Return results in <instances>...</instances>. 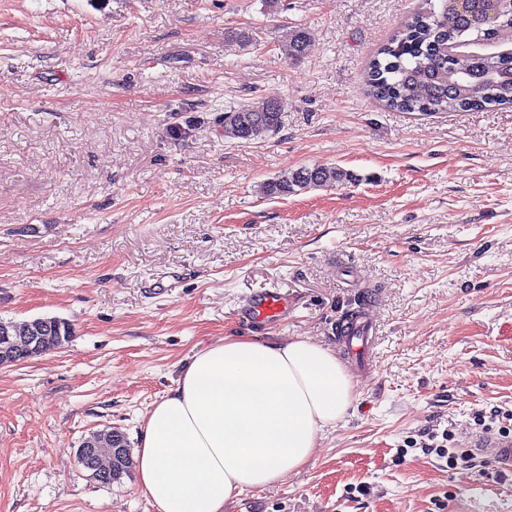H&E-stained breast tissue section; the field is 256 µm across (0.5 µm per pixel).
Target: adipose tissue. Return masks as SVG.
Wrapping results in <instances>:
<instances>
[{
  "instance_id": "ef3b65f1",
  "label": "adipose tissue",
  "mask_w": 512,
  "mask_h": 512,
  "mask_svg": "<svg viewBox=\"0 0 512 512\" xmlns=\"http://www.w3.org/2000/svg\"><path fill=\"white\" fill-rule=\"evenodd\" d=\"M354 401L346 366L311 338L225 337L193 354L147 413L139 489L157 512H224L300 472Z\"/></svg>"
}]
</instances>
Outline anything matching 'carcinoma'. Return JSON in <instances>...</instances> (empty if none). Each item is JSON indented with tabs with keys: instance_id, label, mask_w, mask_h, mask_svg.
I'll use <instances>...</instances> for the list:
<instances>
[{
	"instance_id": "cac0c4a2",
	"label": "carcinoma",
	"mask_w": 512,
	"mask_h": 512,
	"mask_svg": "<svg viewBox=\"0 0 512 512\" xmlns=\"http://www.w3.org/2000/svg\"><path fill=\"white\" fill-rule=\"evenodd\" d=\"M494 33L471 21L467 13L448 22V2L425 0L419 11L405 18L392 37L369 58L364 72L368 94L383 107L399 112H448L512 105V55L482 58L450 57L448 45L489 39ZM310 40L308 30L296 26L286 36L282 52L295 59L304 55ZM454 71L462 76L476 70L500 72L503 78L485 83L451 87L438 78ZM283 105L279 98L260 97L224 112V137L250 142L273 135L281 127ZM362 177L335 165L315 164L284 172L261 186L264 196L287 197L317 188L356 184ZM101 443L113 445L112 473L102 478L91 460L78 456V463L101 484L120 481L132 466L127 439L120 431L104 432Z\"/></svg>"
}]
</instances>
